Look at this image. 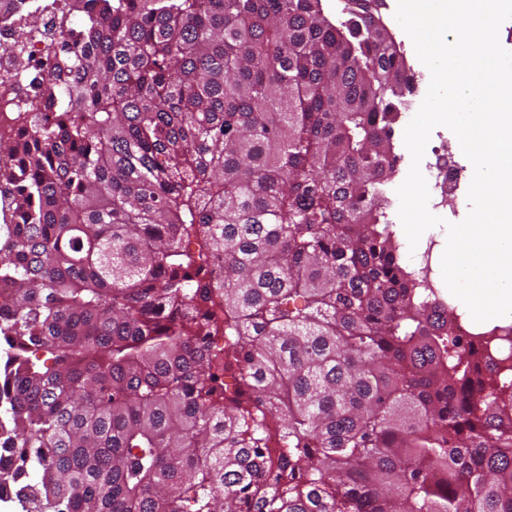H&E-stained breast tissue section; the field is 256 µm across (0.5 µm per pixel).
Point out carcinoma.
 I'll return each instance as SVG.
<instances>
[{"label":"carcinoma","instance_id":"carcinoma-1","mask_svg":"<svg viewBox=\"0 0 512 512\" xmlns=\"http://www.w3.org/2000/svg\"><path fill=\"white\" fill-rule=\"evenodd\" d=\"M352 2L69 0L55 84L0 141V499L512 512V368L486 367L512 327L453 334L402 259L413 78ZM418 109L415 112H403L400 114L398 121L394 124L395 135L393 139V143L395 146V152L401 158H403L397 166V172L395 176L389 182L390 185L394 186L396 189L402 184L405 180L411 165V159L404 148V130L406 126L409 124L412 117L415 116Z\"/></svg>","mask_w":512,"mask_h":512}]
</instances>
